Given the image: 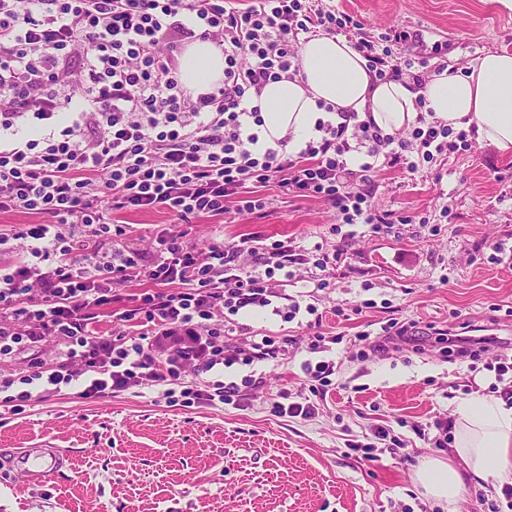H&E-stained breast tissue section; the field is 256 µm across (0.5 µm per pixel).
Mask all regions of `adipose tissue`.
<instances>
[{
  "instance_id": "ef3b65f1",
  "label": "adipose tissue",
  "mask_w": 512,
  "mask_h": 512,
  "mask_svg": "<svg viewBox=\"0 0 512 512\" xmlns=\"http://www.w3.org/2000/svg\"><path fill=\"white\" fill-rule=\"evenodd\" d=\"M299 54V76L269 82L257 100L258 148L285 137L289 150H300L319 138V121L341 123L347 111L392 134L414 122L422 99L435 120L471 128L478 141L512 150L511 53H485L458 72L432 74L420 88L405 79L372 81L365 59L339 37H308ZM223 71V56L206 42L195 43L182 60V78L192 87L220 79ZM454 414L453 449L465 471L435 457L423 458L416 470L425 495L450 505L463 472L484 480L512 479V404L495 395L466 397L458 399Z\"/></svg>"
}]
</instances>
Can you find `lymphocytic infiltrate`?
<instances>
[{
    "instance_id": "lymphocytic-infiltrate-1",
    "label": "lymphocytic infiltrate",
    "mask_w": 512,
    "mask_h": 512,
    "mask_svg": "<svg viewBox=\"0 0 512 512\" xmlns=\"http://www.w3.org/2000/svg\"><path fill=\"white\" fill-rule=\"evenodd\" d=\"M358 27L327 0H0V213L39 217L0 232V254L17 256L0 271V360L27 359L25 371L0 377L1 410L22 415L65 388L86 400L136 388L162 392L173 407L236 406V384L218 377L193 385L189 374L284 359L286 347L266 335L225 343L224 316L270 305L273 283L292 277L300 253L285 239L217 238L201 248L181 225L264 215L273 200L263 189L272 184L283 196L324 202L339 223L379 233L405 218L375 208L376 170L414 173L468 148L465 133L423 112L406 136L382 134L349 112L344 123H320V138L300 151L284 139L256 150L253 100L268 82L299 75L304 35ZM409 38L389 33L394 54L364 37L353 46L374 78L416 82ZM198 41L222 54L224 73L192 89L182 58ZM23 127L37 137H19ZM355 138L369 160L353 169ZM120 211L171 222L143 248L113 222ZM137 280L151 289L124 296ZM105 312L119 326L107 336L97 329ZM359 339L360 360L431 339L484 363L496 379L512 375L508 338L489 363L475 337L396 318L378 337L365 331ZM51 344L48 366L42 354ZM336 369L305 362L308 395L273 401V414L311 417Z\"/></svg>"
}]
</instances>
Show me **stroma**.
Segmentation results:
<instances>
[{
  "mask_svg": "<svg viewBox=\"0 0 512 512\" xmlns=\"http://www.w3.org/2000/svg\"><path fill=\"white\" fill-rule=\"evenodd\" d=\"M364 35L410 32L423 76L456 70L487 51H512V11L499 0H334ZM441 43L433 54V43ZM381 211L411 215L391 233L358 224L336 265L318 269L324 249L337 245L335 213L318 200L275 203L264 216L235 223L185 224L189 242L221 235L287 239L306 262L299 278L278 283L266 307L230 319L251 332L288 342V358L225 369L242 405L168 406L158 392H122L95 401L52 393L25 414L0 421V448H59L69 461L47 485L33 487L0 469V512H487L481 480L465 479L454 508L426 497L415 479L421 458L451 460L418 435L452 418L457 399L479 392L477 375L456 355L403 350L351 361L358 334L390 318L419 327L467 323L512 337V259L490 247H512V152L472 142L429 169L401 167L374 174ZM373 308L352 314L353 305ZM315 306L322 331L336 337L331 377L313 418L278 417L282 391H307L302 370L313 335L307 313L288 322L281 309ZM343 315H336V308ZM374 425L391 427L405 445L398 456L364 462L350 449Z\"/></svg>",
  "mask_w": 512,
  "mask_h": 512,
  "instance_id": "obj_1",
  "label": "stroma"
}]
</instances>
